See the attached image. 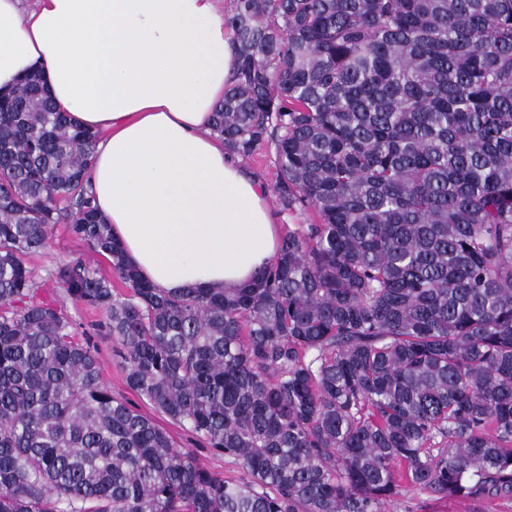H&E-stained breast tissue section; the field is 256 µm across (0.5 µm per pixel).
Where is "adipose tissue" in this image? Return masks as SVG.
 <instances>
[{
	"label": "adipose tissue",
	"instance_id": "1",
	"mask_svg": "<svg viewBox=\"0 0 512 512\" xmlns=\"http://www.w3.org/2000/svg\"><path fill=\"white\" fill-rule=\"evenodd\" d=\"M235 54L221 0H0V92L40 69L97 133L93 203L166 293L240 287L278 253L264 187L211 132Z\"/></svg>",
	"mask_w": 512,
	"mask_h": 512
}]
</instances>
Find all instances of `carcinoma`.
<instances>
[{
	"mask_svg": "<svg viewBox=\"0 0 512 512\" xmlns=\"http://www.w3.org/2000/svg\"><path fill=\"white\" fill-rule=\"evenodd\" d=\"M211 130L273 148L318 223L231 290L141 279L85 181L95 135L40 74L0 96V512H383L403 486L512 498V0H233ZM69 225L125 292L60 270L127 387L26 258ZM155 418L173 437L176 447L192 451L202 467L223 474L224 477H237L240 474L239 468L232 458L215 454L212 449L206 447L203 442L187 430L170 424L157 415Z\"/></svg>",
	"mask_w": 512,
	"mask_h": 512,
	"instance_id": "cac0c4a2",
	"label": "carcinoma"
}]
</instances>
